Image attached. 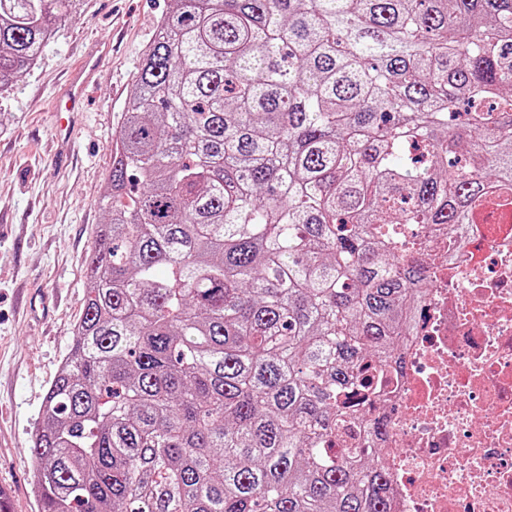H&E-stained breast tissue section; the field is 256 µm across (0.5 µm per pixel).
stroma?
Instances as JSON below:
<instances>
[{
    "mask_svg": "<svg viewBox=\"0 0 512 512\" xmlns=\"http://www.w3.org/2000/svg\"><path fill=\"white\" fill-rule=\"evenodd\" d=\"M167 0H81L41 59L0 94V483L12 512H38L29 452L46 392L84 308V260L107 219L112 135ZM111 50L84 91L69 153L51 131L68 71L96 42Z\"/></svg>",
    "mask_w": 512,
    "mask_h": 512,
    "instance_id": "stroma-1",
    "label": "stroma"
}]
</instances>
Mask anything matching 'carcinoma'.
<instances>
[{"mask_svg":"<svg viewBox=\"0 0 512 512\" xmlns=\"http://www.w3.org/2000/svg\"><path fill=\"white\" fill-rule=\"evenodd\" d=\"M79 0H0V94ZM40 512H390L325 447L398 372L394 224L512 208V0H169L114 130Z\"/></svg>","mask_w":512,"mask_h":512,"instance_id":"obj_1","label":"carcinoma"}]
</instances>
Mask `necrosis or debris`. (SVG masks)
I'll use <instances>...</instances> for the list:
<instances>
[{"mask_svg":"<svg viewBox=\"0 0 512 512\" xmlns=\"http://www.w3.org/2000/svg\"><path fill=\"white\" fill-rule=\"evenodd\" d=\"M399 230L428 273L404 369L332 445L364 446L371 416H384L395 512H512V224L468 225L453 258L447 225Z\"/></svg>","mask_w":512,"mask_h":512,"instance_id":"necrosis-or-debris-1","label":"necrosis or debris"}]
</instances>
